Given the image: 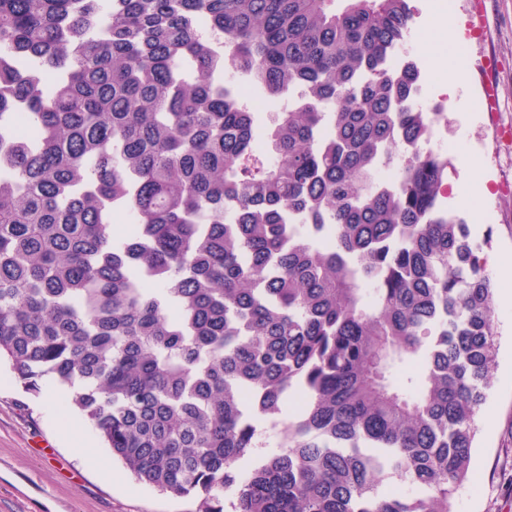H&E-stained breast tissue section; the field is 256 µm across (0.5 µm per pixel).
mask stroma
I'll return each mask as SVG.
<instances>
[{"label": "stroma", "instance_id": "obj_1", "mask_svg": "<svg viewBox=\"0 0 512 512\" xmlns=\"http://www.w3.org/2000/svg\"><path fill=\"white\" fill-rule=\"evenodd\" d=\"M473 0H415L416 22L406 49L419 60L425 76V102L443 103L448 123L446 204L460 210L485 257L512 253V141L500 128H512V0H486L487 23L475 30ZM455 22L446 35L458 43L467 80L455 93L434 78L435 59L422 40L437 11ZM493 85L495 106L483 111L485 85ZM478 153L484 167L483 188L473 207L460 208L454 197L466 179L462 163ZM497 365L476 419L469 478L454 494L456 512H512V303L495 305ZM65 399L44 401L26 393L0 362V512H195L190 497H175L134 481L109 448L112 475L84 462L66 443L60 427L93 429L79 414L66 411Z\"/></svg>", "mask_w": 512, "mask_h": 512}]
</instances>
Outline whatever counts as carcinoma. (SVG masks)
<instances>
[{
  "label": "carcinoma",
  "mask_w": 512,
  "mask_h": 512,
  "mask_svg": "<svg viewBox=\"0 0 512 512\" xmlns=\"http://www.w3.org/2000/svg\"><path fill=\"white\" fill-rule=\"evenodd\" d=\"M414 16L0 0V358L69 390L138 482L198 512H455L494 289L448 156L406 155L442 109L411 104ZM259 420L277 449L241 471Z\"/></svg>",
  "instance_id": "carcinoma-1"
}]
</instances>
